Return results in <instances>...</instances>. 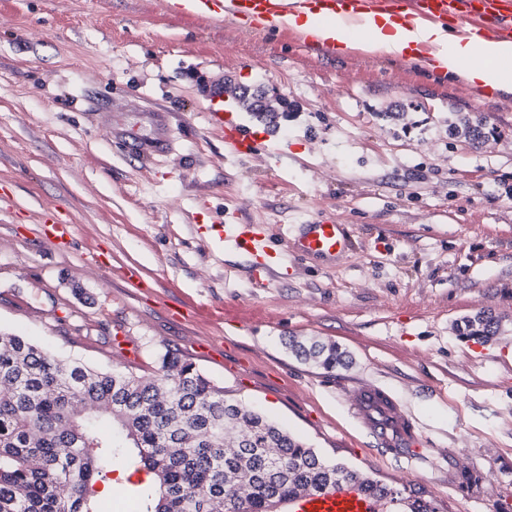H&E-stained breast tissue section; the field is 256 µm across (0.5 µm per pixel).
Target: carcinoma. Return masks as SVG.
<instances>
[{"instance_id":"1","label":"carcinoma","mask_w":512,"mask_h":512,"mask_svg":"<svg viewBox=\"0 0 512 512\" xmlns=\"http://www.w3.org/2000/svg\"><path fill=\"white\" fill-rule=\"evenodd\" d=\"M266 90L239 92L238 103L274 122ZM448 137L476 141L467 116ZM460 335L496 336L489 309L464 318ZM295 356L331 371L348 355L330 342L288 341ZM153 475L143 512H281L310 491L356 480L385 512H436L419 500L343 465L323 461L262 413L224 395L193 364L162 357L152 377L95 370L62 360L22 336L0 333V512H99L93 486L112 481L127 449Z\"/></svg>"}]
</instances>
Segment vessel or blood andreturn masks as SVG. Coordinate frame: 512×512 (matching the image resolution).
Instances as JSON below:
<instances>
[{
  "label": "vessel or blood",
  "instance_id": "b4317fda",
  "mask_svg": "<svg viewBox=\"0 0 512 512\" xmlns=\"http://www.w3.org/2000/svg\"><path fill=\"white\" fill-rule=\"evenodd\" d=\"M180 12L204 18L225 15L231 20L250 19L264 31L284 32L288 26V12L303 8L325 20L337 21L344 29H362L366 21L364 0H172ZM411 17L440 25L448 18L463 14L460 32L475 34L485 39H512V10L501 9L496 0H402ZM215 129L224 135V146L229 153L243 156L252 154L257 140L254 134L224 120L223 110L211 114ZM44 240L57 247L65 246L70 226L60 213H45L40 225ZM225 238L248 252L261 253L265 245L260 233L248 224H228L223 229ZM348 236L343 225L322 222L304 225L298 239L300 252L319 258H331L346 251ZM355 410L359 419L390 446L409 441L412 426L400 414L386 394L368 389L356 399ZM381 504L359 490L342 489L328 493L312 492L298 502V512H381Z\"/></svg>",
  "mask_w": 512,
  "mask_h": 512
}]
</instances>
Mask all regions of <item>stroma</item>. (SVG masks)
<instances>
[{
  "instance_id": "35a3bbf8",
  "label": "stroma",
  "mask_w": 512,
  "mask_h": 512,
  "mask_svg": "<svg viewBox=\"0 0 512 512\" xmlns=\"http://www.w3.org/2000/svg\"><path fill=\"white\" fill-rule=\"evenodd\" d=\"M227 83L293 104L278 153H225L210 113ZM459 112L482 142L449 138ZM49 208L66 248L41 238ZM326 220L347 250L298 251ZM222 224L258 226L270 275ZM482 309L501 332L460 336ZM0 332L140 376L177 354L326 462L438 512H512V94L167 0H0ZM292 336L351 363H304ZM363 389L392 398L414 445L362 423Z\"/></svg>"
}]
</instances>
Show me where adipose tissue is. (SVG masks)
<instances>
[{
  "mask_svg": "<svg viewBox=\"0 0 512 512\" xmlns=\"http://www.w3.org/2000/svg\"><path fill=\"white\" fill-rule=\"evenodd\" d=\"M288 30L339 53L365 50L415 62L422 45L430 44L436 52L429 69L497 94L512 93V41L452 35L439 25L409 23L378 11L368 13L364 31L356 35L322 28L304 9L289 14Z\"/></svg>",
  "mask_w": 512,
  "mask_h": 512,
  "instance_id": "1",
  "label": "adipose tissue"
}]
</instances>
